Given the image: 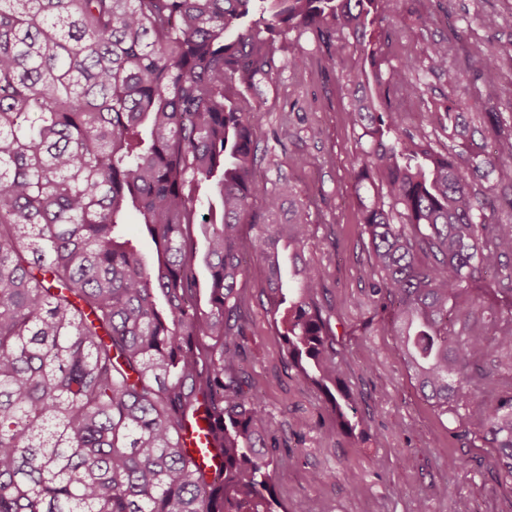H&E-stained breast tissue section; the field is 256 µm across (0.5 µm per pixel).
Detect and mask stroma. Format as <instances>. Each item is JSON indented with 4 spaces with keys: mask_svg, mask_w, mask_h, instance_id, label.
Here are the masks:
<instances>
[{
    "mask_svg": "<svg viewBox=\"0 0 512 512\" xmlns=\"http://www.w3.org/2000/svg\"><path fill=\"white\" fill-rule=\"evenodd\" d=\"M404 15L385 55L391 64L422 60L426 43L448 46V69L427 74L423 97L396 100L407 129H425L439 152L493 154L512 138V0H405ZM493 15L487 28L479 18ZM303 63L287 68L277 86L261 88L255 115L266 150L260 172L268 183L288 179L297 199L309 202L306 257L318 270L319 298L336 334L339 379L357 408L360 431L332 432L318 390L291 369L261 294L264 271L246 257L240 307L249 384L261 395L280 438L296 453L277 475L276 489L303 512H512V485L499 480L487 448L471 445L470 427L431 407L415 389L394 336L383 332L387 314L372 288L371 253L361 224V201L352 166L360 130L346 121L348 97L341 69L327 63L311 34L288 35ZM497 57L475 84L500 87L497 100L463 92L448 81L466 68L475 40ZM460 114V139L449 140L447 103ZM497 350L481 360L493 381L479 380L471 401L489 403L512 387ZM325 481H316V474Z\"/></svg>",
    "mask_w": 512,
    "mask_h": 512,
    "instance_id": "stroma-1",
    "label": "stroma"
}]
</instances>
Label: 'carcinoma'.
Returning <instances> with one entry per match:
<instances>
[{
	"label": "carcinoma",
	"mask_w": 512,
	"mask_h": 512,
	"mask_svg": "<svg viewBox=\"0 0 512 512\" xmlns=\"http://www.w3.org/2000/svg\"><path fill=\"white\" fill-rule=\"evenodd\" d=\"M402 4L0 0V512H288L275 474L293 452L245 390L244 224L257 226L273 323L287 320L288 363L340 430L357 428L305 258L306 203L258 176L255 97L300 65L284 54L293 31L347 69V122L367 136L354 179L377 189L362 224L389 301L383 329L422 398L466 423L512 482V391L462 403L477 361L512 353V275L487 279L512 252V221L489 222L471 189L479 170L512 188V141L466 160L407 130L391 98L424 95L419 67L383 74L367 38ZM424 58L448 70L445 44ZM468 59L493 63L483 42ZM285 199L286 224L254 209L275 215ZM131 212L149 257L127 235ZM473 291L491 326L456 331ZM200 410L216 464L184 441Z\"/></svg>",
	"instance_id": "obj_1"
}]
</instances>
